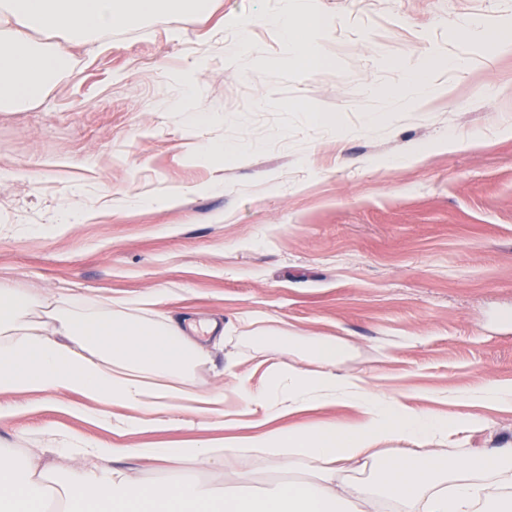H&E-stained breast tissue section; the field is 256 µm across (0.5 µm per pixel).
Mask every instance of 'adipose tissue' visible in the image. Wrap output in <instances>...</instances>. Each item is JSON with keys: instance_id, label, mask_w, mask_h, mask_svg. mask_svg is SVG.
I'll return each mask as SVG.
<instances>
[{"instance_id": "1", "label": "adipose tissue", "mask_w": 512, "mask_h": 512, "mask_svg": "<svg viewBox=\"0 0 512 512\" xmlns=\"http://www.w3.org/2000/svg\"><path fill=\"white\" fill-rule=\"evenodd\" d=\"M210 0H0V112L36 102L45 79L66 68L69 57L54 44L33 39L36 31L107 33L161 13H202ZM250 341L264 349L277 344L300 350L319 363L309 372L272 361L263 386L239 381L233 393L198 391L189 384L206 358L207 343L188 335L178 320L158 323L109 315L82 320L55 315L46 322L30 296L0 287V393H75L79 402L63 411L90 414V404L133 408L121 418L129 432L164 429L177 411L218 415L235 396L227 436L157 446L114 448L73 438L61 450L79 459L62 485L35 459L20 461L0 448V512H47L61 500L65 512H338L345 497L336 477L345 463L374 464L376 489H361L360 512H375L383 498L403 512H512V448L440 460L429 447L474 425L464 415L448 418L422 412L404 398L341 374L344 347L332 336H279L257 328ZM356 408L357 419L287 424V417L328 405ZM401 445L395 456L382 446ZM266 458L286 476L262 494L218 492L191 477L144 484L115 459L153 461L173 467L195 461L224 470L236 481L237 459ZM494 472V482L482 479Z\"/></svg>"}]
</instances>
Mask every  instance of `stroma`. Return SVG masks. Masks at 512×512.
<instances>
[{
	"label": "stroma",
	"mask_w": 512,
	"mask_h": 512,
	"mask_svg": "<svg viewBox=\"0 0 512 512\" xmlns=\"http://www.w3.org/2000/svg\"><path fill=\"white\" fill-rule=\"evenodd\" d=\"M283 0H212L96 35L70 54L42 99L0 112V285L48 310L100 313L154 297L131 318L218 320L191 385L225 367L259 383L249 319L290 336H333L342 373L423 411L483 421L451 435L441 458L512 446V411L463 406L456 391L512 383V50L466 29L512 26V0H309L323 27L308 70L277 19ZM434 60L433 93L406 86ZM238 147L223 164L210 144ZM85 208L83 223L66 222ZM19 411L0 446L39 452L57 473V433L107 445L208 439L201 415L162 431L105 429L62 412L53 393H3ZM141 482L195 463L125 465Z\"/></svg>",
	"instance_id": "35a3bbf8"
}]
</instances>
